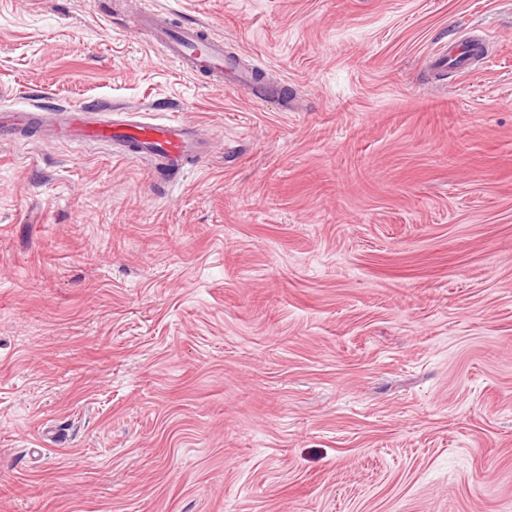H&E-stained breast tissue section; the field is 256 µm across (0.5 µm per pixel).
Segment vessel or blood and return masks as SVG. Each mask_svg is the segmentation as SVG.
<instances>
[{
    "label": "vessel or blood",
    "mask_w": 512,
    "mask_h": 512,
    "mask_svg": "<svg viewBox=\"0 0 512 512\" xmlns=\"http://www.w3.org/2000/svg\"><path fill=\"white\" fill-rule=\"evenodd\" d=\"M132 15L138 33L150 45L161 48L163 58L180 70L205 78L216 86L256 87L259 71L228 52L223 39L215 37L199 22L173 25L155 9L135 6ZM471 43L449 47L434 61L435 68H473ZM47 129L66 143L99 142L114 154L135 155L161 164L177 174L197 167L208 158L213 139L198 125L178 119L158 121L146 114L118 106L75 107L57 112L36 108L0 109V140H13L28 129Z\"/></svg>",
    "instance_id": "obj_1"
}]
</instances>
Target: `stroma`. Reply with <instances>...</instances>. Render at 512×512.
<instances>
[{"label":"stroma","mask_w":512,"mask_h":512,"mask_svg":"<svg viewBox=\"0 0 512 512\" xmlns=\"http://www.w3.org/2000/svg\"><path fill=\"white\" fill-rule=\"evenodd\" d=\"M146 3L295 93L0 0V104L215 135L180 177L0 143V512H512V0ZM479 45L477 41H467L464 44L451 46L448 48V55H440L433 65L436 69L448 68H467L473 69L475 65V55H472L471 49Z\"/></svg>","instance_id":"stroma-1"}]
</instances>
